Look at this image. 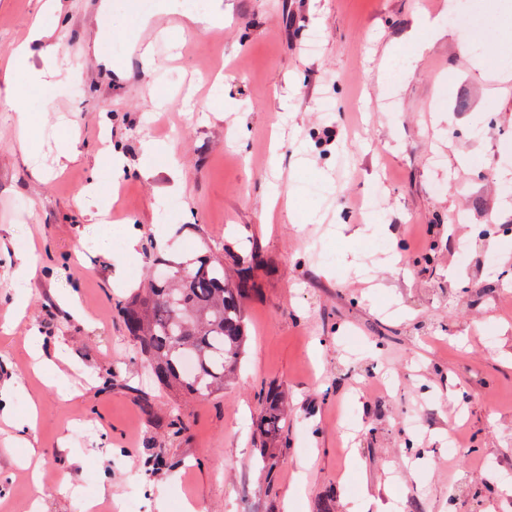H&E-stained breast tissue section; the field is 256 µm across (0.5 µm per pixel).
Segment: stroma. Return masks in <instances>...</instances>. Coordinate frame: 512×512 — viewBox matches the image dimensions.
I'll return each mask as SVG.
<instances>
[{
    "label": "stroma",
    "instance_id": "stroma-1",
    "mask_svg": "<svg viewBox=\"0 0 512 512\" xmlns=\"http://www.w3.org/2000/svg\"><path fill=\"white\" fill-rule=\"evenodd\" d=\"M41 2L0 0V62ZM99 3L61 0L51 36L70 79L46 118L77 130L78 157L60 164L45 137L34 175L0 111V314L24 296L66 359L60 387L33 373L25 328L0 333L10 413L40 408L25 441L0 422V512L113 495L156 512L161 484L165 512H512V81L493 78L512 72V0H224L222 36L172 30L149 73L136 33L168 0H112L102 25ZM96 28L111 68L88 48ZM148 137L175 174H139ZM108 145L126 158L112 248L80 261L101 229L78 197L92 180L108 197ZM273 183L286 203L268 224ZM209 250L255 282L248 339L222 392L187 399L154 383L117 306L158 260ZM73 291L85 318L62 304ZM271 389L288 398L274 443L252 428ZM31 446L37 484L19 467Z\"/></svg>",
    "mask_w": 512,
    "mask_h": 512
}]
</instances>
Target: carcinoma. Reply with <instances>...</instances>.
Wrapping results in <instances>:
<instances>
[{"label": "carcinoma", "instance_id": "carcinoma-1", "mask_svg": "<svg viewBox=\"0 0 512 512\" xmlns=\"http://www.w3.org/2000/svg\"><path fill=\"white\" fill-rule=\"evenodd\" d=\"M246 282L224 275L223 257L204 254L170 266V280H156L118 306L156 383L187 398L224 389L245 351ZM285 400L266 397L256 429L274 440L285 430Z\"/></svg>", "mask_w": 512, "mask_h": 512}]
</instances>
